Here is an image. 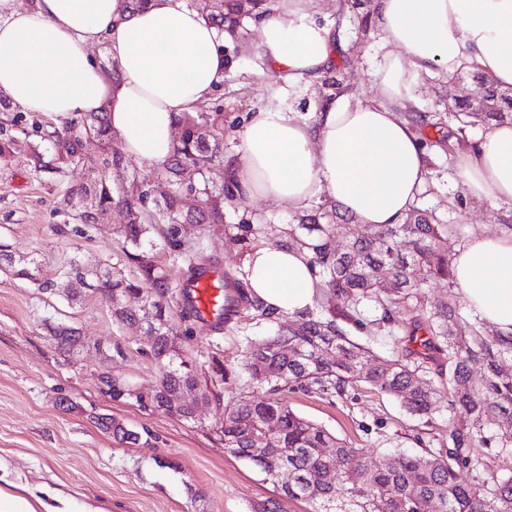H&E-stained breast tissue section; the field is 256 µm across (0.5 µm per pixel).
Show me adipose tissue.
Masks as SVG:
<instances>
[{
    "instance_id": "obj_1",
    "label": "adipose tissue",
    "mask_w": 512,
    "mask_h": 512,
    "mask_svg": "<svg viewBox=\"0 0 512 512\" xmlns=\"http://www.w3.org/2000/svg\"><path fill=\"white\" fill-rule=\"evenodd\" d=\"M318 0H273L257 48L280 79H317L332 65L336 37L314 15ZM383 55L375 95L345 94L304 117L257 112L244 125L231 179L244 198L300 209L320 195L362 225L394 224L411 210L430 172L416 131L400 117L422 75L470 66L512 88V0H377ZM228 33L187 0H0V98L64 119L108 112L121 152L163 164L179 117L224 82ZM104 45L120 82L90 54ZM472 196L512 204V124L490 126L457 161ZM307 249L270 241L246 255L245 283L276 314L313 309L323 283ZM457 291L471 312L512 337V234H476L455 251ZM0 512H101L69 496L0 475Z\"/></svg>"
}]
</instances>
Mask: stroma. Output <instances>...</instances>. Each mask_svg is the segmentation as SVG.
Instances as JSON below:
<instances>
[{"instance_id": "stroma-1", "label": "stroma", "mask_w": 512, "mask_h": 512, "mask_svg": "<svg viewBox=\"0 0 512 512\" xmlns=\"http://www.w3.org/2000/svg\"><path fill=\"white\" fill-rule=\"evenodd\" d=\"M319 18L340 38L337 58L344 66L337 78L355 95L372 97L376 42L354 39L349 18L336 15V0H321ZM225 51L231 65L210 98L221 108L225 124L242 127L249 114L266 110L304 116L318 111L327 93L322 81L285 84L238 40L226 43ZM475 90L469 78L447 85L425 76L415 107L440 111L448 95L464 98ZM53 120L50 114L26 113L11 130L13 145L0 152V242L36 256L48 278L56 277L71 257L88 263L111 258L118 248L112 229L124 222L115 210L105 223L65 224V234L56 232V225L63 224L54 212L58 199L86 173L70 167L54 174L35 171L30 161L38 142L33 124ZM426 156L430 176L418 205L435 210L448 224L440 243L444 253L453 254L474 234L512 230L503 222L512 207L468 195L440 148L427 147ZM457 196L463 206H453ZM296 215L287 207L245 199L226 214V229L205 233L200 246L216 275L236 277L245 261L234 240L240 217L288 225ZM111 307L96 296L70 306L0 273V464L9 480L57 489L105 512H248L251 503L276 496V486L264 474L226 451L216 426L222 405L244 387L243 349L248 340L265 334L268 319L244 311L218 331L211 322L171 315V335L184 337V348L199 369H207L214 355L224 364V382L212 387L195 421L187 422L145 401L157 383V368L142 353L147 338L114 325ZM376 317L374 304H367L360 323H345L348 337L383 358L400 353L405 326L384 328ZM47 320L80 329L86 344L79 355L58 352L43 326ZM106 375L129 386L130 395L113 398L102 381ZM283 399L336 437L374 453L436 452L448 446L452 415L442 402L425 423L407 414L395 398L367 386L342 396L296 389ZM102 414L139 432V441L125 444L102 431L97 424Z\"/></svg>"}]
</instances>
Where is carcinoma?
I'll return each mask as SVG.
<instances>
[{"mask_svg": "<svg viewBox=\"0 0 512 512\" xmlns=\"http://www.w3.org/2000/svg\"><path fill=\"white\" fill-rule=\"evenodd\" d=\"M364 0H339V13L358 17V28L368 29L359 17ZM219 29L237 32L242 27L235 0H212L206 14ZM472 74L478 84L477 96L466 102L448 100V119L456 127L447 137L436 140L448 145V157L473 144L472 129L490 121H512V96L501 91L487 76L461 68L449 79ZM181 137L153 178H163L171 191L152 203V178L141 181L142 193L128 194L112 182L111 172L123 165L124 155L112 138L106 112H87L45 129L32 155L35 170L55 173L59 167L82 168L87 178L66 191L58 211L80 224H102L114 209L125 214L126 224L117 234L122 247L112 261H99L94 272L73 258L62 266L57 279L41 276L37 259L0 243V272L32 282L48 296L76 304L88 295L109 292L141 298L136 308L112 311V321L122 326H142L143 334L154 337L145 355L158 368V383L147 400L154 407L187 422L195 420L197 406L180 395H192L207 384L193 359L183 355L179 337L167 330L171 304H181L180 316L196 317L189 303L187 286L176 288L169 273L154 260V237L166 242L177 256L189 261L186 281L194 282L205 273L196 252V242L187 235L188 224L224 226V207L240 200L232 183L216 177L224 168V113L202 104L179 121ZM89 139L99 141L97 154L85 151ZM336 210L315 207L306 224L290 226L288 244L310 250V265L322 278L326 293L341 300L339 311L329 316L307 312L300 319L279 325L274 335L245 348L241 370L248 385L262 395L242 394L224 405L218 419L224 447L264 473L277 485L278 495L251 505L250 512H284L282 502L302 501L312 512H512V478L486 476L490 465L476 448L494 442L512 448V373L503 371L498 358L512 355V338L481 335L476 324L463 320L459 309L448 304L424 309V288L433 280H446L455 287L450 260L439 250L448 225L433 214L417 210L404 222L385 226L369 225L357 234L353 225L341 224ZM237 241L248 251L254 243L269 238L268 225L239 220ZM349 238L344 250L336 248V235ZM382 239L377 245L375 241ZM391 277L393 288L384 295L379 274ZM238 296H230L228 314L239 305L255 306L267 318L274 313L255 303L234 285ZM366 301L379 305L378 322L396 324L410 315V343L393 359L375 355L352 341L338 321L349 320ZM55 346L73 356L85 346L79 329L66 323H45ZM444 353L448 363V409L461 416L449 433L448 448L417 455L394 450L373 456L338 439L325 429L298 415L278 395L289 389L315 387L323 392L344 393L363 383L400 400L406 411L421 419L435 410L442 391L427 378L419 362V349ZM486 369L481 386L471 380L474 366ZM500 420L498 430L489 434L486 423ZM100 428L121 442L133 443L139 434L110 418H98ZM291 481L279 482L281 471ZM469 472L471 478L462 477Z\"/></svg>", "mask_w": 512, "mask_h": 512, "instance_id": "carcinoma-1", "label": "carcinoma"}]
</instances>
